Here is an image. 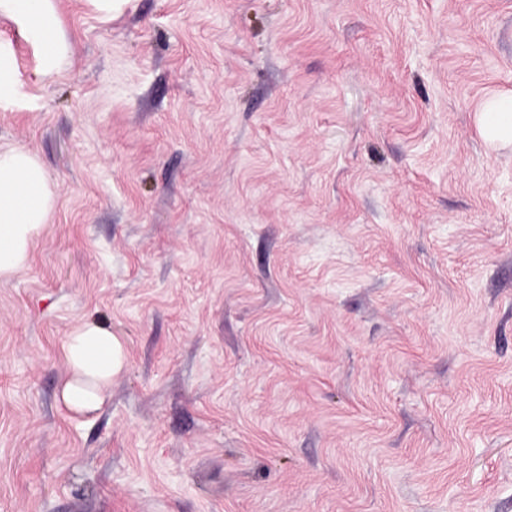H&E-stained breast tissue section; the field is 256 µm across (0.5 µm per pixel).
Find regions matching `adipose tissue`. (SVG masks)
Listing matches in <instances>:
<instances>
[{
	"label": "adipose tissue",
	"instance_id": "1",
	"mask_svg": "<svg viewBox=\"0 0 512 512\" xmlns=\"http://www.w3.org/2000/svg\"><path fill=\"white\" fill-rule=\"evenodd\" d=\"M0 18L12 21L32 46L39 80L60 74L69 44L57 0H0ZM56 200L55 187L35 154L0 149V278L28 265L35 236L48 223ZM64 357L68 376L58 394L62 407L74 415L98 411L113 378L126 366L123 338L108 326L84 321L68 333Z\"/></svg>",
	"mask_w": 512,
	"mask_h": 512
}]
</instances>
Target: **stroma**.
Returning <instances> with one entry per match:
<instances>
[{"label": "stroma", "mask_w": 512, "mask_h": 512, "mask_svg": "<svg viewBox=\"0 0 512 512\" xmlns=\"http://www.w3.org/2000/svg\"><path fill=\"white\" fill-rule=\"evenodd\" d=\"M0 147V512H512V0H58ZM95 318L127 365L57 403ZM490 113L494 115L495 121L489 127L488 133L492 137H506L512 139V106L510 111L503 106H498L496 102L488 106ZM54 184L29 150L0 149V278L30 261L36 234L56 206Z\"/></svg>", "instance_id": "35a3bbf8"}]
</instances>
